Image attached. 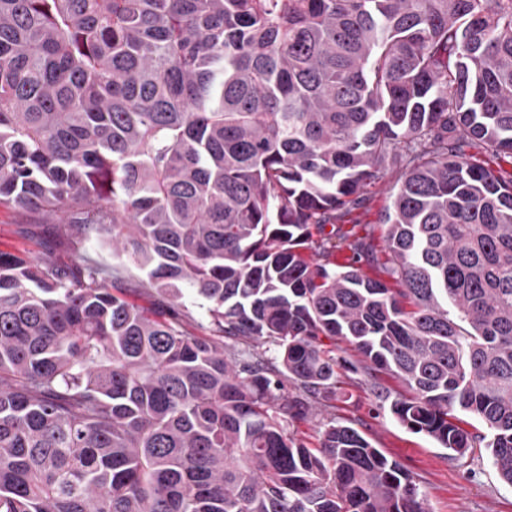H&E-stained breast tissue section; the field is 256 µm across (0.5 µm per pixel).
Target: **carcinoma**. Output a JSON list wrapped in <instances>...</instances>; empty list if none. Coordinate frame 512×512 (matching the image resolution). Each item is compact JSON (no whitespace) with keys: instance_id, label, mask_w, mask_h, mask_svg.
<instances>
[{"instance_id":"1","label":"carcinoma","mask_w":512,"mask_h":512,"mask_svg":"<svg viewBox=\"0 0 512 512\" xmlns=\"http://www.w3.org/2000/svg\"><path fill=\"white\" fill-rule=\"evenodd\" d=\"M503 163L512 0H0V205L163 309L90 256L0 251V512H429L356 428L284 426L335 396L338 340L512 486ZM389 169L386 281L332 256ZM186 306L193 319L186 323V330L193 336H203L208 333L209 316L206 302L194 295L186 300ZM319 413V411H316L315 414L309 416L306 420L288 421V430L295 432L299 437L303 438L310 448H315L318 445L319 423L322 420V416Z\"/></svg>"}]
</instances>
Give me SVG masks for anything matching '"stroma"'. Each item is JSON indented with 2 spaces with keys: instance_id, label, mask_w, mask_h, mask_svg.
<instances>
[{
  "instance_id": "obj_1",
  "label": "stroma",
  "mask_w": 512,
  "mask_h": 512,
  "mask_svg": "<svg viewBox=\"0 0 512 512\" xmlns=\"http://www.w3.org/2000/svg\"><path fill=\"white\" fill-rule=\"evenodd\" d=\"M394 181L391 174L380 180L342 225L343 234L350 238L371 234L374 258L356 256L344 247L336 252L337 263L354 265L370 277L378 274L379 262L385 257L380 214L390 201ZM49 247L72 258L89 254L106 262L112 259L97 240L75 246L55 235L50 221L40 213L0 207V250L38 256ZM358 360L349 345H338L340 383L331 401L337 421L353 426L389 459L399 462L418 483L431 512H512V486L499 478L487 449L477 448L453 459L434 439L403 427L378 398L382 392L393 396L403 393L401 383L386 373L378 374L375 383H368L364 373L345 367L346 362Z\"/></svg>"
}]
</instances>
